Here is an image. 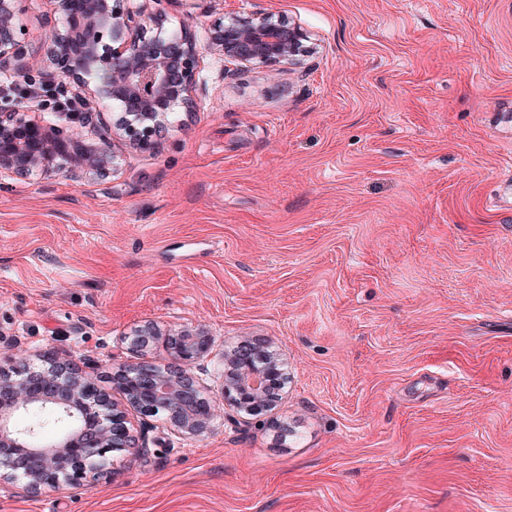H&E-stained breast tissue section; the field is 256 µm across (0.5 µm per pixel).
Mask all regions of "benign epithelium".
Listing matches in <instances>:
<instances>
[{"instance_id":"obj_1","label":"benign epithelium","mask_w":512,"mask_h":512,"mask_svg":"<svg viewBox=\"0 0 512 512\" xmlns=\"http://www.w3.org/2000/svg\"><path fill=\"white\" fill-rule=\"evenodd\" d=\"M24 0H0V66L12 59L40 60L17 23ZM62 19L48 37L45 53L89 107L109 102L119 109L115 123L101 133L102 146L86 143L77 128L40 126L27 112L0 105V173L33 179L71 164L104 176L119 166L115 142L150 150L177 112L196 106V75L202 52L224 62V72L292 65L314 54L310 34L272 11L249 17L229 15L209 30L205 48L184 23L167 25L157 9L146 14L134 0H50ZM160 339L151 326L130 337L136 361L113 382L117 402L96 384L93 361L48 351L42 367H0V484L23 480L38 492L92 475L109 474L108 454L135 448L148 451L146 433H132L127 408L145 417L160 406L170 430L186 438L208 432L217 409L193 372L212 350V337L200 327L164 339L168 363L160 365L151 347ZM220 390L224 403L248 414L262 402L271 380L282 374L279 357L260 365L249 358L222 356ZM34 407L51 410L67 429L48 444L16 417Z\"/></svg>"}]
</instances>
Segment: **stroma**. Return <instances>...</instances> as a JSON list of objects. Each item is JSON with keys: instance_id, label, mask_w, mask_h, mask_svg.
<instances>
[{"instance_id": "35a3bbf8", "label": "stroma", "mask_w": 512, "mask_h": 512, "mask_svg": "<svg viewBox=\"0 0 512 512\" xmlns=\"http://www.w3.org/2000/svg\"><path fill=\"white\" fill-rule=\"evenodd\" d=\"M205 43L274 11L289 69L203 57L198 108L105 178L0 177V366L48 350L112 378L146 324L214 338L219 408L112 475L0 512H512V0H163ZM32 43L62 21L20 17ZM263 340L278 402L243 417L220 355Z\"/></svg>"}]
</instances>
